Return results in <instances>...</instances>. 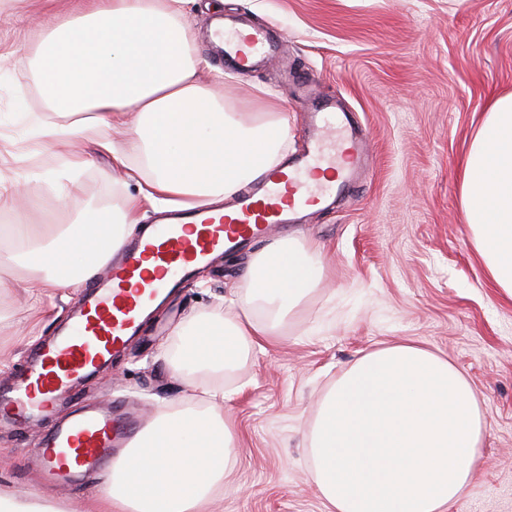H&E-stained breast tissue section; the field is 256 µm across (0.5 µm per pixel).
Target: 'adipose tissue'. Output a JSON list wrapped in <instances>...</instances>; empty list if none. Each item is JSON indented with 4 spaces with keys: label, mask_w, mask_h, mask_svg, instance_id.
<instances>
[{
    "label": "adipose tissue",
    "mask_w": 512,
    "mask_h": 512,
    "mask_svg": "<svg viewBox=\"0 0 512 512\" xmlns=\"http://www.w3.org/2000/svg\"><path fill=\"white\" fill-rule=\"evenodd\" d=\"M183 0H68L35 59L63 121L35 136L80 134L137 186L82 224L0 226V269L26 287H86L148 210L222 208L288 154L284 112H240L196 79ZM461 210L489 278L512 299V93L492 100L460 162ZM326 276L320 244L283 235L256 252L223 307L182 329L174 373L218 375L269 341ZM201 410L160 412L102 473L126 512H200L236 450L223 385L198 383ZM483 415L468 380L408 344L371 351L337 380L310 443L329 512H448L478 476Z\"/></svg>",
    "instance_id": "adipose-tissue-1"
}]
</instances>
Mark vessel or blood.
<instances>
[{
    "label": "vessel or blood",
    "mask_w": 512,
    "mask_h": 512,
    "mask_svg": "<svg viewBox=\"0 0 512 512\" xmlns=\"http://www.w3.org/2000/svg\"><path fill=\"white\" fill-rule=\"evenodd\" d=\"M271 52L269 35L259 27L245 25L224 37V58L241 72ZM361 153L360 140L344 133L335 112L323 109L307 155L247 185L223 212L200 208L127 243L105 278L80 294L71 324L41 344L27 368L0 387V427L24 428L52 417L61 399L75 395L138 335L142 311L165 289L181 288L213 253L298 223L301 209L319 206L333 185L348 183ZM324 165L336 171L335 184L316 181ZM139 433L137 420L116 407L85 404L43 437L36 465L44 485H77L108 469Z\"/></svg>",
    "instance_id": "b4317fda"
}]
</instances>
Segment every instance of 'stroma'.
Returning a JSON list of instances; mask_svg holds the SVG:
<instances>
[{
	"mask_svg": "<svg viewBox=\"0 0 512 512\" xmlns=\"http://www.w3.org/2000/svg\"><path fill=\"white\" fill-rule=\"evenodd\" d=\"M63 10L61 0H0V177L43 175L75 153L89 160L70 197L30 182L7 211L13 224L32 214L42 223L77 222L111 212L136 190L93 144L63 146L29 133L34 119L58 120L40 93L34 58ZM186 12L202 59L198 81L222 86L245 112L256 108L255 88L270 89L272 106L291 117L289 157L306 150L307 117L326 99L368 147L345 192L290 227L323 245L327 284L274 343L223 377L237 459L221 512H328L308 451L321 401L359 357L396 343L448 359L480 400L479 477L452 512H512V299L487 277L472 244L459 180L487 104L512 92V0H190ZM216 20L269 29L275 54L249 73L223 64L209 38ZM260 247L248 243L193 274L60 413L105 396L147 424L162 410L187 408L188 380L165 363L181 348L178 331L219 305ZM13 280L0 275V385L26 368L77 299L43 298L46 315L36 320ZM51 426L0 429V493L58 512L78 498L106 497L95 477L78 492L40 484L33 453Z\"/></svg>",
	"mask_w": 512,
	"mask_h": 512,
	"instance_id": "35a3bbf8",
	"label": "stroma"
}]
</instances>
